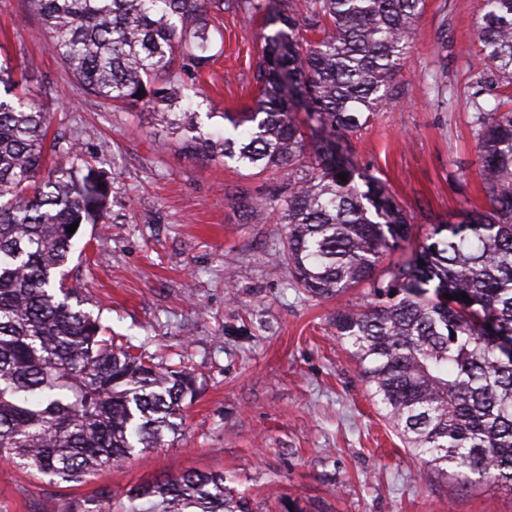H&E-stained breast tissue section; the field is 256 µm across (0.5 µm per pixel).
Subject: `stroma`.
Returning a JSON list of instances; mask_svg holds the SVG:
<instances>
[{"label":"stroma","mask_w":512,"mask_h":512,"mask_svg":"<svg viewBox=\"0 0 512 512\" xmlns=\"http://www.w3.org/2000/svg\"><path fill=\"white\" fill-rule=\"evenodd\" d=\"M480 0H424L394 98L350 135L357 171L379 178L413 226L460 221L485 207L474 138L475 21ZM224 51L197 79L199 112H245L270 29L225 11ZM27 0H0V58L22 71L53 120L50 134L115 160L117 192L105 224L81 225L66 267L85 311L156 363H185L197 383L172 445L118 462L101 478L61 488L0 460V512H43L52 498L113 502L183 472L221 473L249 490L253 512H512V492L462 486L414 460L372 404L332 319L273 262L283 228L264 205L276 173L200 160L152 109L110 112L77 96ZM259 204L244 215L233 197Z\"/></svg>","instance_id":"1"}]
</instances>
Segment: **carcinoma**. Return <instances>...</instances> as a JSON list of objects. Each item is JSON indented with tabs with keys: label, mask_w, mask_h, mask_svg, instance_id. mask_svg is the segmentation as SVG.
<instances>
[{
	"label": "carcinoma",
	"mask_w": 512,
	"mask_h": 512,
	"mask_svg": "<svg viewBox=\"0 0 512 512\" xmlns=\"http://www.w3.org/2000/svg\"><path fill=\"white\" fill-rule=\"evenodd\" d=\"M30 3L78 94L114 112L151 107L201 159L282 173L268 199L285 235L275 258L315 300L369 289L371 302L337 309L333 326L382 417L433 472L512 491V110H488L483 90L475 93L489 207L429 225L387 281L376 270L412 225L378 180L366 175L367 190L358 188L336 141L293 116L301 106L333 134L366 128L392 101L422 0ZM227 8L262 15L274 31L250 110L203 114L232 125L223 136L182 101L184 79L214 58ZM476 31L481 83L511 90L512 0H481ZM0 86V459L57 486L81 484L179 434L195 378L117 343L82 309L80 291L66 284V228L106 223L117 177L59 140L50 148L61 162L42 174L44 105L18 95L1 66ZM463 293L468 300L457 299ZM111 500L106 490L96 500L55 499L48 512H251L222 474H174L130 490L127 506Z\"/></svg>",
	"instance_id": "1"
}]
</instances>
